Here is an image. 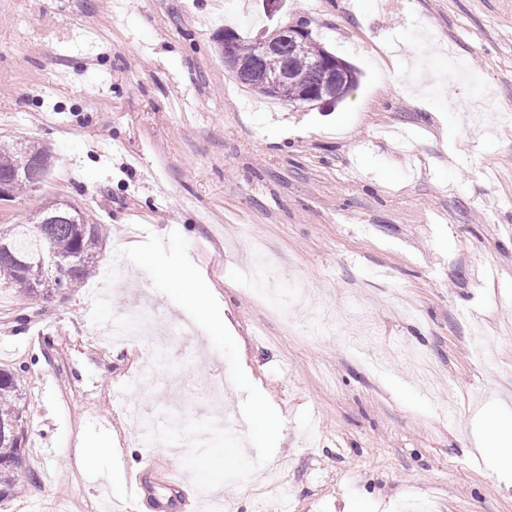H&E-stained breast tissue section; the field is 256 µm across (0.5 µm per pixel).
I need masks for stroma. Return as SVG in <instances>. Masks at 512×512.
<instances>
[{
  "instance_id": "stroma-1",
  "label": "stroma",
  "mask_w": 512,
  "mask_h": 512,
  "mask_svg": "<svg viewBox=\"0 0 512 512\" xmlns=\"http://www.w3.org/2000/svg\"><path fill=\"white\" fill-rule=\"evenodd\" d=\"M298 24L359 73L336 106L265 98L224 63L225 28ZM503 112L512 0H0V146L52 156L0 225L69 201L107 226L103 266L151 233L187 240L284 421L273 459L222 486L226 512H281L276 482L290 512H512V469L479 449L485 409L512 422V123L479 122ZM253 237L278 261L265 295L244 280ZM143 305L177 333L147 379L135 343L91 340ZM476 336L494 343L482 360ZM1 365L21 372L33 475L0 512H153L127 475L162 496L182 457L141 428L242 402L225 356L132 264L48 298L0 288Z\"/></svg>"
}]
</instances>
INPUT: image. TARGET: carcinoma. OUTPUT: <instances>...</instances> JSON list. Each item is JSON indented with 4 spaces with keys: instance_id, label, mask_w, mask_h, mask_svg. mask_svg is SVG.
I'll use <instances>...</instances> for the list:
<instances>
[{
    "instance_id": "1",
    "label": "carcinoma",
    "mask_w": 512,
    "mask_h": 512,
    "mask_svg": "<svg viewBox=\"0 0 512 512\" xmlns=\"http://www.w3.org/2000/svg\"><path fill=\"white\" fill-rule=\"evenodd\" d=\"M325 47L310 39L306 55L293 59L296 70L306 69L308 58ZM315 81L290 84L277 98L292 102L312 90ZM37 152L33 147H0V172L25 164ZM38 218L43 224H11L7 234L10 253L0 255V288H14L28 298L63 293L83 284L97 269V249L106 234L100 224L89 223L82 210L73 211L55 200L46 204ZM20 373L0 367V502L16 497L26 473L22 457L27 441Z\"/></svg>"
}]
</instances>
